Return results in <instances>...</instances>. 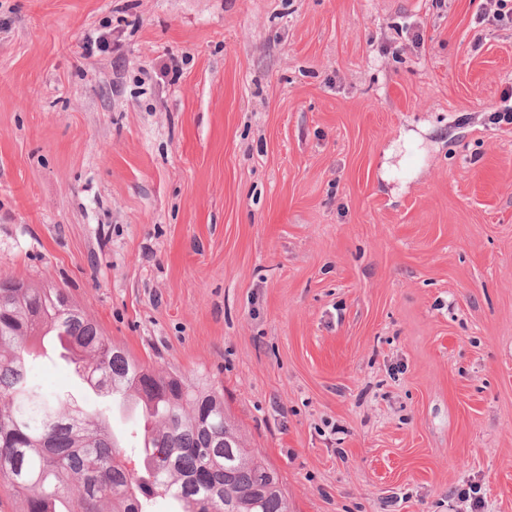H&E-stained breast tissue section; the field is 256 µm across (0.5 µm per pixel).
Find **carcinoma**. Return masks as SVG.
<instances>
[{"label":"carcinoma","mask_w":512,"mask_h":512,"mask_svg":"<svg viewBox=\"0 0 512 512\" xmlns=\"http://www.w3.org/2000/svg\"><path fill=\"white\" fill-rule=\"evenodd\" d=\"M57 338L91 389L150 421L136 462L114 441L107 405L84 411L32 379V347ZM0 484L15 512H151L162 495L178 512H289L224 392L139 363L65 289L11 278L0 279Z\"/></svg>","instance_id":"obj_1"}]
</instances>
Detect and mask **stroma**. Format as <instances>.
<instances>
[{"mask_svg":"<svg viewBox=\"0 0 512 512\" xmlns=\"http://www.w3.org/2000/svg\"><path fill=\"white\" fill-rule=\"evenodd\" d=\"M483 3L0 0V278L223 390L289 512H512V27ZM31 376L97 405L57 354Z\"/></svg>","mask_w":512,"mask_h":512,"instance_id":"1","label":"stroma"}]
</instances>
